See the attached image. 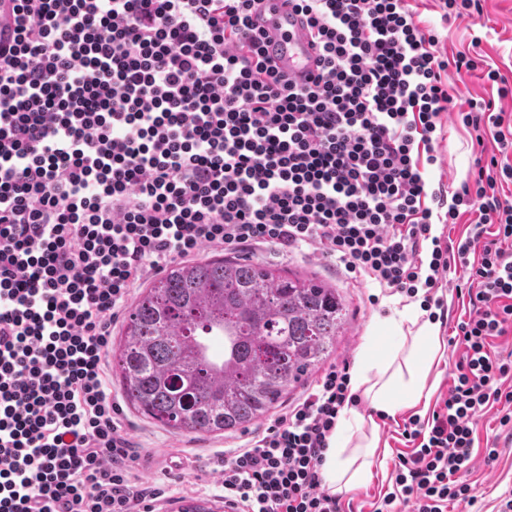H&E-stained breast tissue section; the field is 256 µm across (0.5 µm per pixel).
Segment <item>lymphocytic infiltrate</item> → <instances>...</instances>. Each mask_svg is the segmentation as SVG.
<instances>
[{
	"label": "lymphocytic infiltrate",
	"mask_w": 512,
	"mask_h": 512,
	"mask_svg": "<svg viewBox=\"0 0 512 512\" xmlns=\"http://www.w3.org/2000/svg\"><path fill=\"white\" fill-rule=\"evenodd\" d=\"M254 0H0V512H155L107 375L112 324L143 276L208 247L308 246L346 276L444 309L468 273L447 396L411 416L386 512L472 503L477 420L512 425V158L431 188L447 57L410 0H295L321 47L312 83L284 82ZM458 120L499 147L491 102ZM466 238L434 235L468 212ZM335 365L224 458L244 512H344L321 468L355 404Z\"/></svg>",
	"instance_id": "1"
}]
</instances>
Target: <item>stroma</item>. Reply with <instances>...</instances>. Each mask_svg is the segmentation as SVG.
I'll return each mask as SVG.
<instances>
[{
    "label": "stroma",
    "mask_w": 512,
    "mask_h": 512,
    "mask_svg": "<svg viewBox=\"0 0 512 512\" xmlns=\"http://www.w3.org/2000/svg\"><path fill=\"white\" fill-rule=\"evenodd\" d=\"M420 18L425 24L436 25L440 35L439 49L448 55L468 50L472 40H479V50L485 60L501 73L512 77V0H482V13L463 14L448 23H441L435 0H417ZM449 119L438 130L440 165L429 167L430 180L462 182L475 173L477 157H490L497 151L492 137L476 141L472 130L456 121L455 115L469 109L474 99H493L497 93L481 72L448 74ZM251 260L273 269L298 276H313L336 288L347 306V322L324 361L304 381L290 390L276 405L284 412L296 402L305 389L311 388L334 365L355 363L365 340L387 333L390 319L399 317L412 301L398 294L384 292L370 281L355 283L344 280L334 261L305 248L285 254L274 247H261L250 252ZM120 327H113L108 347V377L112 395L118 406L123 428L142 450L143 457L135 472L146 485L162 490L160 512H178L182 501L208 502L214 512H225L222 489L214 474L226 452L250 441L268 424L260 418L245 430L234 433H181L138 413L128 403L120 386L119 351ZM407 413L379 419V447L371 466V480L341 496L354 512H375L383 497L392 492L394 469L399 454L411 450L403 439L402 426ZM496 441L499 455L487 461L484 446ZM476 448L470 461L468 481L475 489L472 505L449 506L448 512H501L503 499H512V435L502 431L497 411H490L477 421Z\"/></svg>",
    "instance_id": "stroma-1"
}]
</instances>
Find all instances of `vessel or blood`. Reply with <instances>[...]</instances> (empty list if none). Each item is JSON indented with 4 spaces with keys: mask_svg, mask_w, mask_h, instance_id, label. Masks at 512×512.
Listing matches in <instances>:
<instances>
[{
    "mask_svg": "<svg viewBox=\"0 0 512 512\" xmlns=\"http://www.w3.org/2000/svg\"><path fill=\"white\" fill-rule=\"evenodd\" d=\"M253 20L280 75L297 87L309 84L320 69L319 47L292 0H257Z\"/></svg>",
    "mask_w": 512,
    "mask_h": 512,
    "instance_id": "b4317fda",
    "label": "vessel or blood"
}]
</instances>
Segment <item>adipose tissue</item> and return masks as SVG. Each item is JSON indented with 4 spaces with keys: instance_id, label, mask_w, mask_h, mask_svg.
Listing matches in <instances>:
<instances>
[{
    "instance_id": "1",
    "label": "adipose tissue",
    "mask_w": 512,
    "mask_h": 512,
    "mask_svg": "<svg viewBox=\"0 0 512 512\" xmlns=\"http://www.w3.org/2000/svg\"><path fill=\"white\" fill-rule=\"evenodd\" d=\"M386 339L367 337L351 376L352 390L362 392L373 411L395 416L405 408L428 404L429 372L444 356L438 323L425 320L405 333L401 321L387 323ZM379 444L378 425L347 406L336 422L321 469L324 485L334 493L368 482L371 460Z\"/></svg>"
}]
</instances>
